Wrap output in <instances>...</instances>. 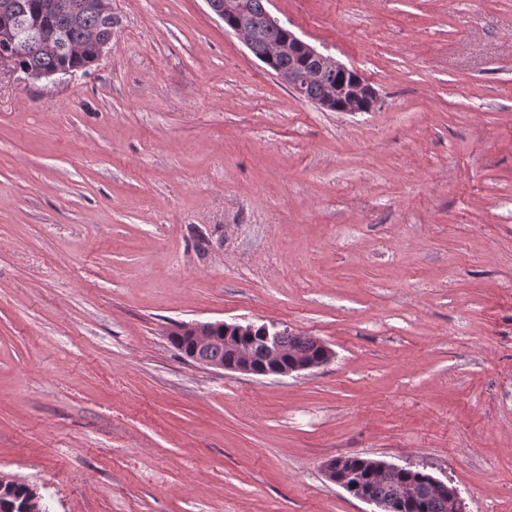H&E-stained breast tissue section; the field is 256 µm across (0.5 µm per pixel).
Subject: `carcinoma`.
<instances>
[{"instance_id":"carcinoma-1","label":"carcinoma","mask_w":512,"mask_h":512,"mask_svg":"<svg viewBox=\"0 0 512 512\" xmlns=\"http://www.w3.org/2000/svg\"><path fill=\"white\" fill-rule=\"evenodd\" d=\"M46 0H0V29L15 32L31 18H37L39 31L23 33L19 41L0 37V56L11 58V66L26 74L36 71H52L61 68L85 70L98 58L97 44L112 38V0H73L79 21L70 14L45 9ZM236 15L249 25L254 33L256 59L263 56L269 42L288 41V28H275L266 19L269 0H232ZM317 62L300 50H292L278 56L267 67L276 74H307L302 97L313 102L327 96L322 82L311 77ZM280 344L301 354V359L318 356L321 348L309 339L301 340L293 335L280 337ZM351 482L364 493L371 495L383 507L384 512H449L448 496L423 493L409 499L403 494L405 485L411 483L422 488L432 475L426 469L403 467L399 470L379 471L372 468L368 459L351 457ZM32 486L13 482L0 490V512H11L18 499L30 496Z\"/></svg>"}]
</instances>
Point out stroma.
<instances>
[{
  "label": "stroma",
  "instance_id": "35a3bbf8",
  "mask_svg": "<svg viewBox=\"0 0 512 512\" xmlns=\"http://www.w3.org/2000/svg\"><path fill=\"white\" fill-rule=\"evenodd\" d=\"M378 93L330 112L205 0H112L73 76L0 65V476L49 512H365L325 461L512 512V0H270ZM334 353L234 377L168 341ZM223 322H187L183 323V330L190 334L189 338L194 346V355L192 359L195 363L216 369L231 372L234 374L240 375H272V376H287L293 373H298L301 371L309 370L315 367H320L328 362L333 357V352L331 349L323 344L322 342L312 339L318 345L323 348L321 357L313 362L308 361H298L294 358L288 359V369L284 370H276V371H258L253 366V358L254 362L257 364H268L267 362V353L270 358L281 359L285 352L280 346V344L288 351V348L293 350L296 353H300V359H311L318 356L321 351V348L312 340L304 339L300 340L297 336H293L292 334L282 336L284 331L277 330L275 326L269 327L265 324L256 326L253 324L241 325V324H228L224 322V327L229 331L235 329L239 336H250L259 329L260 333L263 335L264 343L267 347V351L265 349V345L262 340L254 343L251 346V353L249 350L243 349L239 347L235 353L234 358L232 359V352L228 349L227 346L224 345V340H228V336L219 337L216 339V336H224L219 334L220 331L217 330L216 336H213V330L216 326L222 325ZM278 336H280V344L278 341ZM216 339L215 343L211 345L209 356L207 357V351L210 347V343ZM214 360L216 362L224 363V364L215 365L210 362V360Z\"/></svg>",
  "mask_w": 512,
  "mask_h": 512
}]
</instances>
